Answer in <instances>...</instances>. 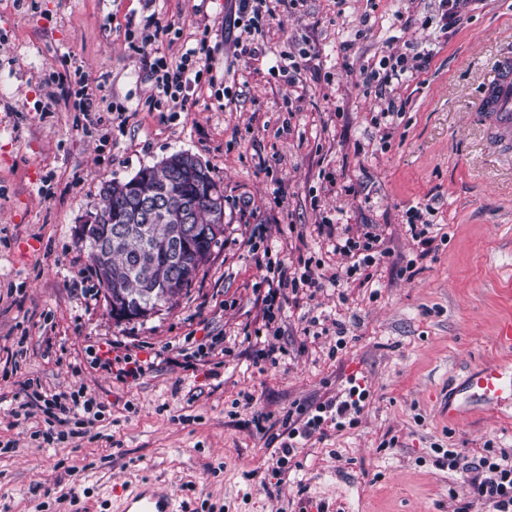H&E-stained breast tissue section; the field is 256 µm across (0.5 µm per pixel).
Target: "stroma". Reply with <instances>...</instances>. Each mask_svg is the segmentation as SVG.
I'll use <instances>...</instances> for the list:
<instances>
[{"instance_id": "1", "label": "stroma", "mask_w": 512, "mask_h": 512, "mask_svg": "<svg viewBox=\"0 0 512 512\" xmlns=\"http://www.w3.org/2000/svg\"><path fill=\"white\" fill-rule=\"evenodd\" d=\"M238 0H0V512H117L126 494L162 483L188 512H450L463 493L443 451L478 459L512 448V419L448 426V387L468 370L512 363L500 326L512 321V147L493 142L477 111L493 66L512 52V0H467L443 30L439 0H296L234 45ZM158 55L205 42L213 81L187 109L158 101L140 68L147 18ZM430 54L396 85L401 109L384 136V96L367 73L399 53ZM299 63L290 84L278 68ZM99 81L102 112L124 125L84 133L78 92ZM186 151L224 189V235L174 306L115 321L71 230L101 204L104 183ZM430 207L421 256L408 226ZM375 225L391 252L314 300L287 301L284 361L237 344L218 377L186 368L185 338L254 326V291L275 244L289 268L341 262L318 234ZM255 239L249 252L245 241ZM326 314L346 329L305 334ZM154 358L138 382L93 367L106 344ZM18 353V366L6 358ZM49 392L86 387L103 414L84 438L51 445L41 415L12 417L27 379ZM370 396L353 426L324 423L301 441L281 492L262 484L273 450L257 413L315 415L350 379ZM13 449H6V442Z\"/></svg>"}]
</instances>
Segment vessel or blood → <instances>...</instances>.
<instances>
[{
  "label": "vessel or blood",
  "instance_id": "vessel-or-blood-1",
  "mask_svg": "<svg viewBox=\"0 0 512 512\" xmlns=\"http://www.w3.org/2000/svg\"><path fill=\"white\" fill-rule=\"evenodd\" d=\"M479 111L492 137L512 142V57L499 60L479 102ZM512 407V365L485 364L470 370L448 390L449 424L487 412L501 413ZM122 512H178L176 497L168 487L156 484L127 497Z\"/></svg>",
  "mask_w": 512,
  "mask_h": 512
}]
</instances>
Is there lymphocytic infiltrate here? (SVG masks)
<instances>
[{"label": "lymphocytic infiltrate", "instance_id": "1", "mask_svg": "<svg viewBox=\"0 0 512 512\" xmlns=\"http://www.w3.org/2000/svg\"><path fill=\"white\" fill-rule=\"evenodd\" d=\"M157 36L154 30L144 32L141 53L143 68L147 75L154 78L159 94L169 99L173 108L185 109L190 91L199 85L203 72L208 69L205 49L201 46L191 48L179 59L169 61L156 56L151 50ZM319 230L333 238L335 252L347 258L345 268L328 276L309 267L298 274L289 272L287 263L281 259L265 263L261 280L264 291L260 296L262 322L256 328L255 336L263 341L259 350L261 359L270 364H279L286 355L285 349L277 346L276 341L281 334V310L287 293L300 292L315 297L327 286H338L343 278L353 277L365 267L390 256L389 250L382 248L379 236L372 232H365L358 240L350 236H337L331 224L320 225ZM23 391L24 398L17 410L27 416L42 414L43 427L39 434L44 443L51 444L64 438V426L88 427L94 425L99 417L97 403L85 388L49 394L39 382L30 379L24 382ZM367 397L366 388L357 384L350 388L347 399L320 405L318 414L304 423H297L292 415H284L282 426L288 438L274 452L272 476L283 474L293 457L296 438L311 436L327 420L335 422L336 426H344L346 419L360 413L361 404ZM443 457L448 462L449 470L459 472L464 477L463 497L455 512H469L477 501L487 504L491 512H512L511 448L488 449L486 455L475 462L467 461L465 456L450 449L444 452Z\"/></svg>", "mask_w": 512, "mask_h": 512}]
</instances>
